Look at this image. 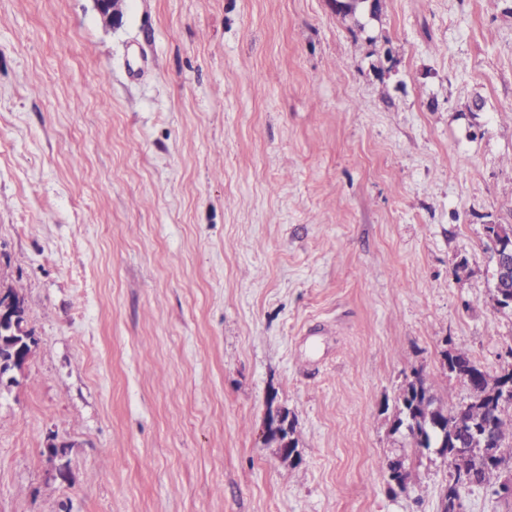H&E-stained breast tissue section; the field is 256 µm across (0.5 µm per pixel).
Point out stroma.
<instances>
[{"label": "stroma", "mask_w": 512, "mask_h": 512, "mask_svg": "<svg viewBox=\"0 0 512 512\" xmlns=\"http://www.w3.org/2000/svg\"><path fill=\"white\" fill-rule=\"evenodd\" d=\"M382 4L0 0V283L37 340L0 512H441L393 421L416 370L467 401L446 351L512 366V0ZM494 233L496 249L493 252V281L500 290L511 288L509 291L512 292V225L497 224ZM503 244L506 245L504 250Z\"/></svg>", "instance_id": "1"}]
</instances>
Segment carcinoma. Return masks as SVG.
Segmentation results:
<instances>
[{
    "instance_id": "cac0c4a2",
    "label": "carcinoma",
    "mask_w": 512,
    "mask_h": 512,
    "mask_svg": "<svg viewBox=\"0 0 512 512\" xmlns=\"http://www.w3.org/2000/svg\"><path fill=\"white\" fill-rule=\"evenodd\" d=\"M336 10L348 14L367 12L375 17L380 0H334ZM448 369H459L460 379L470 397L465 405L446 409L420 373L409 380L398 397V416L393 431L405 430L416 450L436 448L448 462V484L444 487L441 508L454 512V502H463L464 493L475 487L497 499L512 500V494L499 490L502 470L512 471V400H500L498 386L512 381V369L490 378L470 354L463 350L445 355ZM465 422L467 433L458 432ZM491 427L500 453L497 462L485 460L480 434Z\"/></svg>"
}]
</instances>
